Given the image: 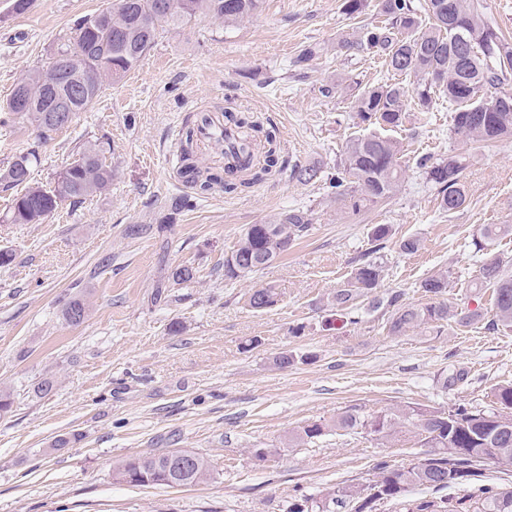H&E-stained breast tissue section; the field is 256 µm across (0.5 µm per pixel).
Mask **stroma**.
<instances>
[{"label": "stroma", "mask_w": 512, "mask_h": 512, "mask_svg": "<svg viewBox=\"0 0 512 512\" xmlns=\"http://www.w3.org/2000/svg\"><path fill=\"white\" fill-rule=\"evenodd\" d=\"M7 4L0 0V168L38 150L31 180L48 185L79 148L99 143L114 177L105 195L62 204L43 223H0V249L15 254L0 268V389L13 398L0 414V512H283L291 497L364 483L378 462L400 466L424 453L407 438L365 433L299 445L292 437L301 427L350 408L367 416L485 406L494 385L512 381V332L481 321L438 336H392L384 312L359 310L351 324L328 303L371 251L372 228L386 224L382 292L425 303L419 283L442 269L449 303L492 311L467 244L482 225H512V139L462 145L444 105L409 110L392 130L405 173L384 202L347 213L323 182L293 177L297 164L335 172L346 142L369 131L351 108L354 83L388 77L380 60L337 51L353 25L343 0H264L232 28L203 19L166 32L46 141L4 105L77 18L112 0H33L20 15ZM307 46L314 58L298 63ZM227 109L275 127L284 166L242 192L213 185L170 215V198L191 190L177 173L186 128L200 113ZM459 150L469 156L467 200L446 213L415 159ZM291 209L308 211L309 234L264 270L226 280L224 255L242 230ZM132 224L147 233L128 236ZM408 236L420 239L417 253L400 250ZM181 265L196 269L194 283L172 284ZM255 288L274 289L276 305L250 308ZM81 293L89 316L68 324L61 309ZM173 321L181 333L170 332ZM284 350L314 359L271 368ZM459 369L465 379L443 391L439 374ZM46 378L53 392L36 395ZM63 437L69 445L56 447ZM259 448L268 457L258 459ZM174 449L208 458L207 479L170 488L115 476L123 460Z\"/></svg>", "instance_id": "35a3bbf8"}]
</instances>
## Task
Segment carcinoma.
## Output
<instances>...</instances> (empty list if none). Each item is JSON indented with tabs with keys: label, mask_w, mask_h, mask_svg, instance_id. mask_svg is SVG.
I'll return each instance as SVG.
<instances>
[{
	"label": "carcinoma",
	"mask_w": 512,
	"mask_h": 512,
	"mask_svg": "<svg viewBox=\"0 0 512 512\" xmlns=\"http://www.w3.org/2000/svg\"><path fill=\"white\" fill-rule=\"evenodd\" d=\"M263 0H112V7L79 18L70 36L53 51L46 67L37 69L17 82L7 102L14 111L17 95L33 98L24 117L36 124L39 136L48 139L65 128L53 120L60 108L70 117L85 111L100 95L105 84L121 81L157 42L161 34L188 26L201 19L234 24L255 15ZM373 7L378 20L361 25L342 38L339 48L382 59L395 75H414L411 87L399 82L381 81L358 88L354 109L362 122L381 129L401 126L404 112L414 105L430 108L442 99L452 106V131L461 140L492 141L512 138V93L504 95L501 84L512 72V45L491 28L480 0H344L346 15L355 19ZM78 75L84 92L70 95L66 79ZM226 123L240 130L253 142L263 143V164L250 169L248 178L222 179L205 174L192 162L195 128L186 131L181 155L186 161L182 174L205 192L223 183L224 192L234 193L264 179L279 163L276 135L263 130L256 121L232 111L224 112ZM400 142L380 133L350 139L336 167V177L328 190L345 209L357 213L363 203H378L393 196L401 182ZM39 156L34 150L17 156L0 171V185L17 188L3 221L8 224H40L59 206L103 194L112 184V166L103 160V149L88 144L72 162L56 175L51 186L30 183V173ZM426 179L437 191L439 208L450 212L466 202L462 173L467 156L450 152L446 157L419 162ZM298 181L311 183L324 178L317 165L295 166ZM311 229L309 214L300 209L278 213L260 224L246 227L234 248L224 255V279L237 280L256 273ZM512 232L511 224H485L473 240L480 262L482 282L491 285L493 314L488 329L512 331V276L503 275V259L494 251L497 238ZM382 262L367 256L359 260L344 284L336 289L329 303L354 312L358 301L368 300L375 312L389 313L388 332L402 336L415 329L439 334L452 324L466 325L484 319L481 308L459 310L448 304V271H438L423 280L419 288L429 298L424 305L404 302L403 293L391 291L374 295L382 280ZM175 285L196 279L195 268L179 266L171 271ZM276 302L270 288H256L248 295L254 309H268ZM89 306L82 298L68 300L61 314L65 322L79 325L88 316ZM489 409L460 403L451 409L408 407L402 412H379L367 418L348 409L327 423H313L295 434L298 443L309 444L331 431L366 433L386 438L401 425L412 428L423 457L403 467L380 462L375 475L366 483L327 487L316 496L288 500L284 512H378L391 501L405 503L406 512H448L447 501L408 499L416 487L441 490L451 484H469L481 477L480 463L490 457L512 464V382L496 385ZM181 451H168L125 460L116 477L134 485L192 486L209 474V461L191 453L189 465H179ZM474 512H512V490L487 486L476 502Z\"/></svg>",
	"instance_id": "obj_1"
}]
</instances>
